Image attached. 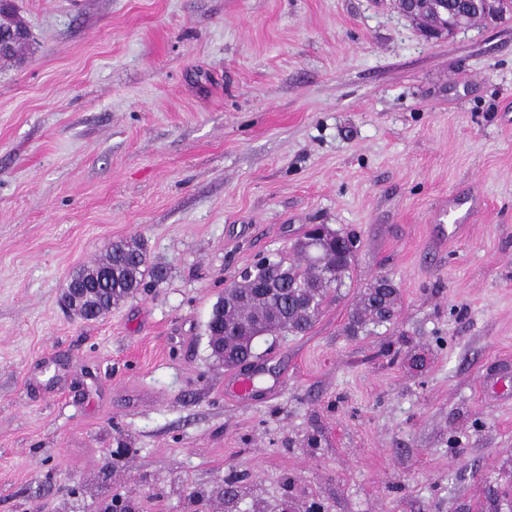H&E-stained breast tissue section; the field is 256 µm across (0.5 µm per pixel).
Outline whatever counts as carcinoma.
Here are the masks:
<instances>
[{
  "label": "carcinoma",
  "mask_w": 512,
  "mask_h": 512,
  "mask_svg": "<svg viewBox=\"0 0 512 512\" xmlns=\"http://www.w3.org/2000/svg\"><path fill=\"white\" fill-rule=\"evenodd\" d=\"M23 22L13 5L0 3V29H18ZM321 260L308 263L280 254L245 270L241 281L229 286L234 305L219 297L206 323L208 339L224 341V366L242 365L253 358L252 342L265 333L303 334L330 301L332 289L350 277L355 255V235L326 230L320 239ZM110 275L104 283L90 280V314L163 280L164 268L139 242H115L106 258L94 266ZM399 293L394 281L379 275L360 290L349 331L356 333L372 324H391L397 317Z\"/></svg>",
  "instance_id": "obj_1"
}]
</instances>
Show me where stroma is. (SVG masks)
Here are the masks:
<instances>
[{
    "mask_svg": "<svg viewBox=\"0 0 512 512\" xmlns=\"http://www.w3.org/2000/svg\"><path fill=\"white\" fill-rule=\"evenodd\" d=\"M14 5L0 512H512V17L429 39L394 0ZM313 224L357 234L352 278L257 340L238 400L211 308ZM130 238L166 279L67 313L71 272ZM379 274L397 324L348 335Z\"/></svg>",
    "mask_w": 512,
    "mask_h": 512,
    "instance_id": "obj_1",
    "label": "stroma"
}]
</instances>
